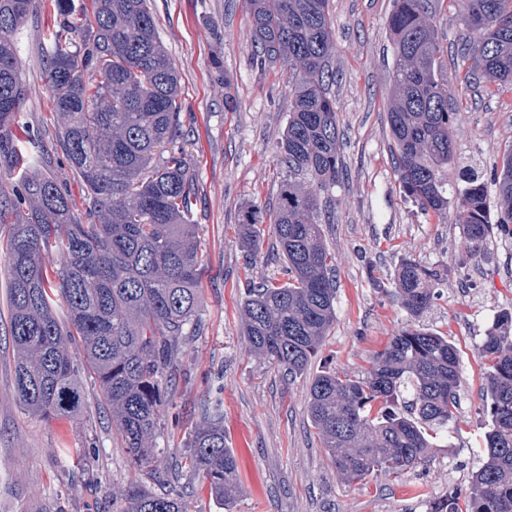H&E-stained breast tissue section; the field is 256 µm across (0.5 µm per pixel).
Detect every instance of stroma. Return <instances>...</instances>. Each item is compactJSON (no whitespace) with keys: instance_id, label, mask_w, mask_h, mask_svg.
Masks as SVG:
<instances>
[{"instance_id":"stroma-1","label":"stroma","mask_w":512,"mask_h":512,"mask_svg":"<svg viewBox=\"0 0 512 512\" xmlns=\"http://www.w3.org/2000/svg\"><path fill=\"white\" fill-rule=\"evenodd\" d=\"M444 53L437 70L454 116L457 160L446 172L458 200L461 167L501 168L512 151V86L466 82L456 61L467 30L456 0H429ZM53 0L13 39L28 88L21 120L54 140L57 117L43 81V52L54 29ZM180 77L186 160L197 185L194 221L202 240L198 313L172 377L154 470L134 467L112 423L97 379L75 353L84 403L78 417L44 419L15 398L8 335V285L0 252V512H124L131 483L182 497L190 512H430L448 491L465 488L482 455L489 418L478 347L512 311V238L491 234L480 254L465 249L462 225L424 212L398 180L387 122L393 0H330L336 43L329 90L340 118L343 174L322 192L324 239L334 257L336 321L300 377L249 353L241 305L251 283L284 279L271 224L259 225L258 250L242 241V209H275L287 170L281 141L291 98L288 76L254 64L244 0H148ZM235 101L226 109L225 97ZM444 271L430 308L418 318L403 307L393 280L401 258ZM448 337L462 372L457 418L446 447L401 476L351 483L339 475L308 413L313 377L338 370L358 377L392 336L408 325ZM224 403V435L238 464L241 493L224 507L208 481L181 468L201 411Z\"/></svg>"}]
</instances>
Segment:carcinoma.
I'll list each match as a JSON object with an SVG mask.
<instances>
[{"label":"carcinoma","mask_w":512,"mask_h":512,"mask_svg":"<svg viewBox=\"0 0 512 512\" xmlns=\"http://www.w3.org/2000/svg\"><path fill=\"white\" fill-rule=\"evenodd\" d=\"M92 19L74 0H54L55 26L43 75L56 113L57 137L85 187L82 216L57 178L42 133L23 129L26 88L13 35L39 0H0V224L9 283V336L15 347L20 406L45 418L75 417L83 403L70 349L79 345L95 370L112 423L133 463H155V434L169 373L198 326L201 240L193 220L195 183L180 142L182 102L175 65L147 0H90ZM252 54L263 70L288 72L291 109L282 141L288 167L275 209L255 205L239 220L258 249L257 225L274 226L287 281L262 279L242 303L251 353L302 375L336 320L333 258L322 234L318 191L343 171L339 115L329 92L335 51L329 0H245ZM392 104L387 112L403 192L425 211L448 212L442 170L454 158L448 89L437 78L443 54L427 0H394ZM474 41L456 56L472 83L512 85V0H459ZM501 200L495 223L485 181L467 176L455 210L468 252L481 250L492 226L512 237V152L494 175ZM62 259L55 265L49 258ZM440 270L403 258L394 280L405 309L420 317L434 298ZM67 306V321L55 312ZM489 330L479 348L486 366L485 459L467 492H448L431 512H512V336ZM461 368L456 347L417 327L389 340L359 377L328 370L308 392V413L336 470L349 482L401 474L426 461L456 419ZM403 400L404 410L393 406ZM185 465L209 481L224 504L240 494L236 460L224 438L221 403L206 408L190 436ZM126 512H188L178 496L132 484Z\"/></svg>","instance_id":"cac0c4a2"}]
</instances>
